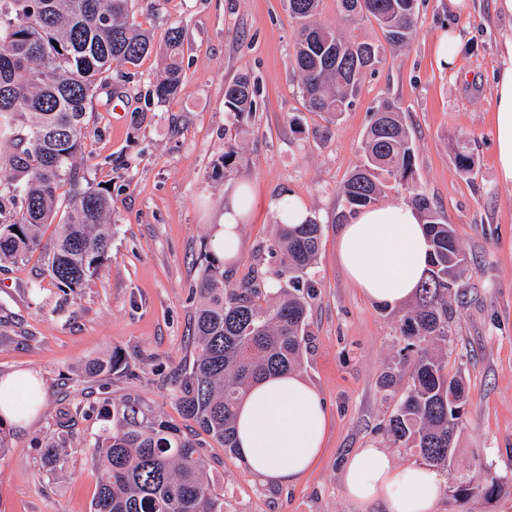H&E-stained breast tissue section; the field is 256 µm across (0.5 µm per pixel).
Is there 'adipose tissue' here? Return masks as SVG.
Here are the masks:
<instances>
[{
  "label": "adipose tissue",
  "instance_id": "adipose-tissue-1",
  "mask_svg": "<svg viewBox=\"0 0 512 512\" xmlns=\"http://www.w3.org/2000/svg\"><path fill=\"white\" fill-rule=\"evenodd\" d=\"M493 114L495 165L502 183L512 185V43L495 82ZM256 205L248 185L236 186L224 202L213 232V247L225 262L239 256L240 226ZM337 259L365 297L389 306L413 298L428 268V245L420 212L411 205L360 209L342 225ZM30 375L0 379V417L28 421L35 407ZM241 457L262 481L291 485L319 460L329 429L321 394L300 374L275 376L250 390L237 413ZM346 497L359 508L378 504L384 512H436L442 484L426 465L398 464L383 448H361L345 461Z\"/></svg>",
  "mask_w": 512,
  "mask_h": 512
}]
</instances>
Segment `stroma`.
Wrapping results in <instances>:
<instances>
[{"mask_svg":"<svg viewBox=\"0 0 512 512\" xmlns=\"http://www.w3.org/2000/svg\"><path fill=\"white\" fill-rule=\"evenodd\" d=\"M466 4L453 12L448 0H419L409 45L387 50L384 63L363 75L352 108L330 122L305 106L292 65L297 26L283 0H135L137 22L156 38L184 26L183 89L163 102L152 97L168 61L161 45L138 66L113 71L111 94L93 101L76 160L91 187L109 189L112 252L84 288L74 294L50 281L38 252L0 264V378L28 373L42 388L35 415L6 425L0 512H90L97 478L87 443L103 400L143 399L194 432L176 409V382L194 351L195 288L216 259L213 225L240 182L250 184L257 205L241 229L239 260L223 267L227 283L238 282L275 238L269 204L279 196L301 198L323 226L300 373L325 400L330 427L320 461L292 485L262 483L200 435L216 491L234 512H359L342 485L351 452L387 447L397 463L411 462L383 432L391 408L380 387L401 346L407 307L366 299L336 260L345 208L339 189L361 164L371 114L387 98L400 103L413 139L417 186L469 258L446 348L449 369L467 379L468 402L454 463L438 472L445 490L437 512H512V185L498 178L492 125L512 15L498 0ZM450 29L464 43L444 68L435 47ZM242 73L258 93L253 110L236 119L224 108V84ZM229 141L236 156L228 162ZM460 141L477 160L473 174L454 164ZM115 350L126 366L103 382L84 376V363ZM65 416L74 421L66 464L52 475L40 444ZM462 473L477 483L495 476L503 490L490 502L457 501L449 488Z\"/></svg>","mask_w":512,"mask_h":512,"instance_id":"1","label":"stroma"}]
</instances>
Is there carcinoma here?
Here are the masks:
<instances>
[{
    "instance_id": "obj_1",
    "label": "carcinoma",
    "mask_w": 512,
    "mask_h": 512,
    "mask_svg": "<svg viewBox=\"0 0 512 512\" xmlns=\"http://www.w3.org/2000/svg\"><path fill=\"white\" fill-rule=\"evenodd\" d=\"M134 0H0V262L45 252L43 274L78 292L112 250L106 224L109 195L83 185L75 159L87 125L89 106L102 89V74L137 65L154 48V34L136 24ZM319 0H286L299 24L293 66L301 92L313 112L339 117L357 95L360 77L381 63L379 43L361 41L336 27L317 23ZM344 20L372 19L390 46L407 44L415 32L417 0H340ZM164 39L172 52L152 95L163 101L182 90L177 56L184 28H169ZM257 89L247 73L224 85L225 111L238 117L255 105ZM30 117V124L18 125ZM460 172L470 174L474 154L461 146L454 155ZM406 187L422 214L430 246V268L415 306L401 320L407 344L399 360L381 377L392 406L387 439L407 448L416 460L439 468L451 465L454 441L463 425L467 386L461 371L429 349L447 340L452 299L462 288L467 264L453 225L440 219L429 198L416 188L414 148L397 104L384 99L373 113L364 141V161L344 182L343 221L375 204L386 184ZM67 199L63 219L55 221V202ZM56 224L50 245L41 228ZM322 225L314 218L281 224L269 257L277 259L278 296H267L261 264L236 285L224 284V271L207 267L197 288L192 321L195 358L184 366L175 404L182 418L237 457L236 411L259 378L295 372L306 341L308 298L316 292L309 268L316 259ZM125 363L121 352L89 364L91 376L107 377ZM101 426L89 440V457L98 473L91 512H229L206 475L201 443L178 424L153 412L138 398L107 402ZM68 431L59 430L41 448L52 473L64 468ZM461 501L489 500L501 492L493 476L483 484L465 477L451 486Z\"/></svg>"
}]
</instances>
